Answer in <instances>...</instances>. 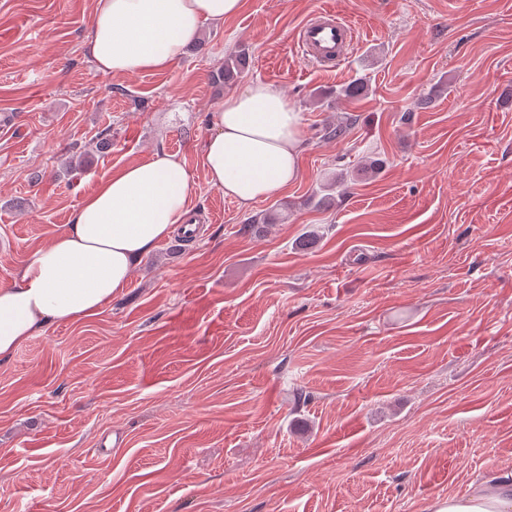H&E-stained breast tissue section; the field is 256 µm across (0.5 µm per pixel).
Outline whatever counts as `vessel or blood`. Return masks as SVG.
<instances>
[{
    "label": "vessel or blood",
    "instance_id": "obj_1",
    "mask_svg": "<svg viewBox=\"0 0 512 512\" xmlns=\"http://www.w3.org/2000/svg\"><path fill=\"white\" fill-rule=\"evenodd\" d=\"M353 42L351 24L331 9L317 11L301 24L297 32V43L303 57L323 68H333L344 61Z\"/></svg>",
    "mask_w": 512,
    "mask_h": 512
}]
</instances>
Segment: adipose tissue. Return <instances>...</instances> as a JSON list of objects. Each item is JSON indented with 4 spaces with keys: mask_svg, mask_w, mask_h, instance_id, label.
I'll list each match as a JSON object with an SVG mask.
<instances>
[{
    "mask_svg": "<svg viewBox=\"0 0 512 512\" xmlns=\"http://www.w3.org/2000/svg\"><path fill=\"white\" fill-rule=\"evenodd\" d=\"M242 0H94L87 50L98 72H157L179 62L204 25H223ZM302 121L274 84L254 81L224 97L205 139L210 184L239 205L295 182ZM194 179L177 156L103 175L66 229L38 249L16 283L0 287V358L43 327L96 314L127 287L134 267L185 223ZM433 512H512V482L472 488Z\"/></svg>",
    "mask_w": 512,
    "mask_h": 512,
    "instance_id": "ef3b65f1",
    "label": "adipose tissue"
}]
</instances>
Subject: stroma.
I'll use <instances>...</instances> for the list:
<instances>
[{"instance_id": "obj_1", "label": "stroma", "mask_w": 512, "mask_h": 512, "mask_svg": "<svg viewBox=\"0 0 512 512\" xmlns=\"http://www.w3.org/2000/svg\"><path fill=\"white\" fill-rule=\"evenodd\" d=\"M326 7L358 30L332 69L295 48ZM92 8L0 0V286L101 176L158 152L196 182L197 231L0 359V512H431L511 474L512 0H245L176 65L120 76L86 51ZM241 45L246 77L212 84ZM360 77L367 96L335 99ZM256 80L305 148L243 207L202 144Z\"/></svg>"}]
</instances>
